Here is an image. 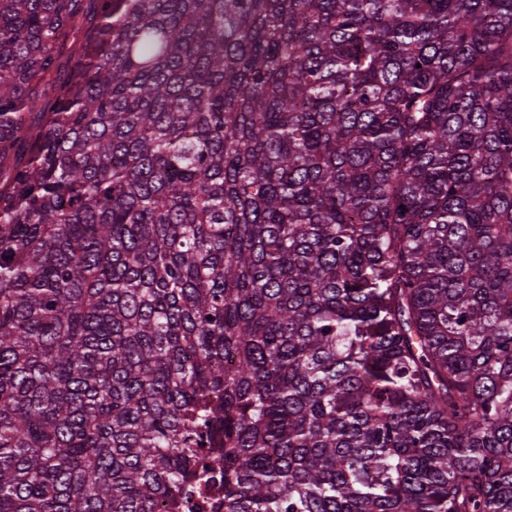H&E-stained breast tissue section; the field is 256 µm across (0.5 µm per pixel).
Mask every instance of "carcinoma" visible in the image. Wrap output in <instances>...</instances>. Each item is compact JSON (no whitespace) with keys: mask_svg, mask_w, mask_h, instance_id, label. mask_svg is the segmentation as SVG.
Listing matches in <instances>:
<instances>
[{"mask_svg":"<svg viewBox=\"0 0 512 512\" xmlns=\"http://www.w3.org/2000/svg\"><path fill=\"white\" fill-rule=\"evenodd\" d=\"M512 512V0H0V512Z\"/></svg>","mask_w":512,"mask_h":512,"instance_id":"1","label":"carcinoma"}]
</instances>
